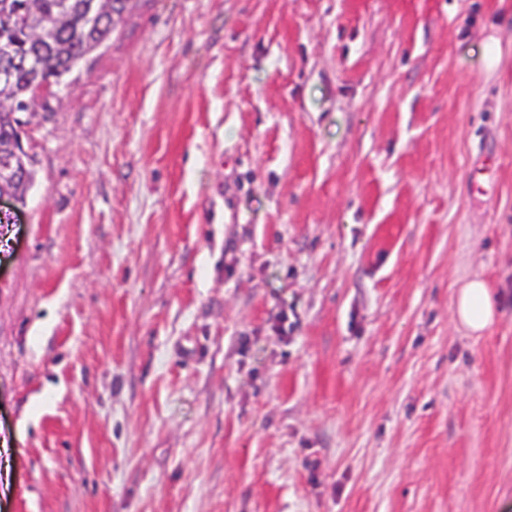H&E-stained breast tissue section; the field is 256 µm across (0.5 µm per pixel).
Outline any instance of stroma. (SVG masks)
I'll return each mask as SVG.
<instances>
[{"mask_svg":"<svg viewBox=\"0 0 512 512\" xmlns=\"http://www.w3.org/2000/svg\"><path fill=\"white\" fill-rule=\"evenodd\" d=\"M22 137L0 512H512V0H130ZM454 318L469 332L477 334L496 320L497 305L487 284L481 279L467 281L459 290Z\"/></svg>","mask_w":512,"mask_h":512,"instance_id":"1","label":"stroma"}]
</instances>
